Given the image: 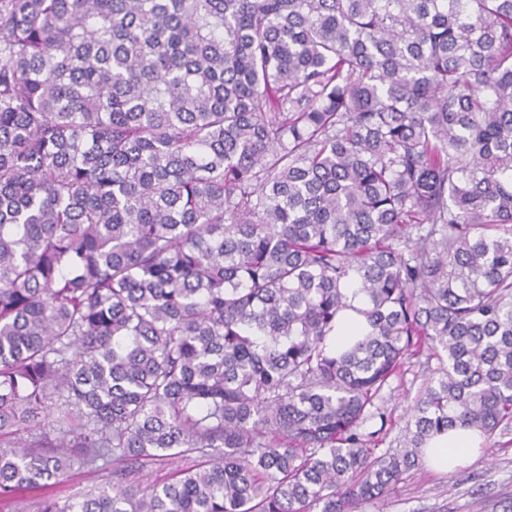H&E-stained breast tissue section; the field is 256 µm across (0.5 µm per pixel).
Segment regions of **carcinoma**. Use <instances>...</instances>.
I'll use <instances>...</instances> for the list:
<instances>
[{
  "label": "carcinoma",
  "instance_id": "carcinoma-1",
  "mask_svg": "<svg viewBox=\"0 0 512 512\" xmlns=\"http://www.w3.org/2000/svg\"><path fill=\"white\" fill-rule=\"evenodd\" d=\"M454 428L512 433V0H0V504L363 512ZM351 307L342 311L336 324V330L330 336L328 347L333 353H340L348 348L355 340L364 336L369 330L365 317L357 310H362L364 304L360 297L350 301ZM428 351L405 359L398 377L390 380L376 400L380 412L384 413L385 425L377 434V452L394 454L403 448L409 408L424 390L432 372L439 366L436 358L428 359ZM104 475L103 471H96L90 467H82L79 464H75L66 475L58 480H52V485L44 489L34 490L27 495L25 503L29 504L36 495L45 492L55 495L62 501L76 494L87 492L96 494L105 486L106 479Z\"/></svg>",
  "mask_w": 512,
  "mask_h": 512
}]
</instances>
